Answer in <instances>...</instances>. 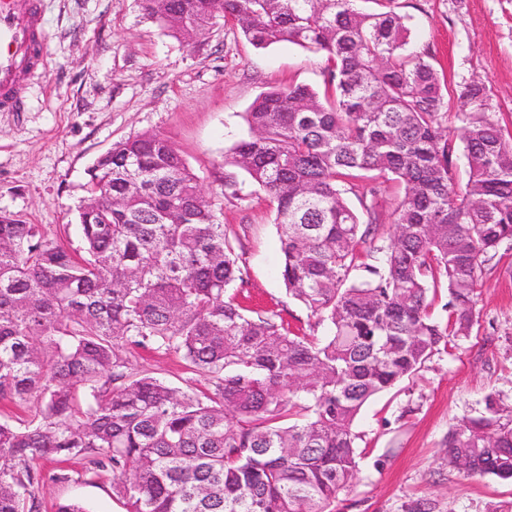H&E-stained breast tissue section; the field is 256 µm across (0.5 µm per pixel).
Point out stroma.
I'll use <instances>...</instances> for the list:
<instances>
[{
    "label": "stroma",
    "mask_w": 512,
    "mask_h": 512,
    "mask_svg": "<svg viewBox=\"0 0 512 512\" xmlns=\"http://www.w3.org/2000/svg\"><path fill=\"white\" fill-rule=\"evenodd\" d=\"M46 59L20 93L21 108L0 112V211L78 245L77 209L86 170L120 140L167 136L215 204L246 271L243 305L309 328L289 298L275 205L246 173L225 194L224 157L249 135L245 114L264 92L291 84L323 90L324 53L290 43L252 46L233 23L188 45L151 19L142 0H39ZM411 46L429 53L450 92L481 81L491 111L512 130V0H396ZM480 320L458 347L435 354L413 377L363 408L356 429L365 454L336 512H512V484L449 468L450 428L476 415L492 391L512 403V246L486 264L477 290ZM132 372L185 386L179 355L132 351ZM62 498L92 512H125L104 474L61 486L46 483L41 512Z\"/></svg>",
    "instance_id": "35a3bbf8"
}]
</instances>
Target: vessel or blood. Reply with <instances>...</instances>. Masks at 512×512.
<instances>
[{"label": "vessel or blood", "mask_w": 512, "mask_h": 512, "mask_svg": "<svg viewBox=\"0 0 512 512\" xmlns=\"http://www.w3.org/2000/svg\"><path fill=\"white\" fill-rule=\"evenodd\" d=\"M44 55L38 0H0V111H19V89Z\"/></svg>", "instance_id": "vessel-or-blood-1"}]
</instances>
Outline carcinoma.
<instances>
[{"mask_svg": "<svg viewBox=\"0 0 512 512\" xmlns=\"http://www.w3.org/2000/svg\"><path fill=\"white\" fill-rule=\"evenodd\" d=\"M142 2L189 45L222 19L257 48L327 54L324 95L263 93L225 160L275 204L286 290L327 334L251 316L230 294L245 271L168 137L115 143L87 169L83 252L0 213V402L37 401L0 418V512H40L46 482L73 480L36 467L47 458L112 474L125 512H335L358 473L364 405L479 323L483 266L512 242V132L479 83L447 111L444 79L410 49L394 0L382 12L355 0ZM390 181L404 185L393 238L364 253ZM357 192L365 225L345 197ZM360 268L367 277L351 281ZM441 287L444 324L431 313ZM134 349L181 355L207 386L128 372ZM445 447L449 466L512 482V404L487 394Z\"/></svg>", "mask_w": 512, "mask_h": 512, "instance_id": "1", "label": "carcinoma"}]
</instances>
